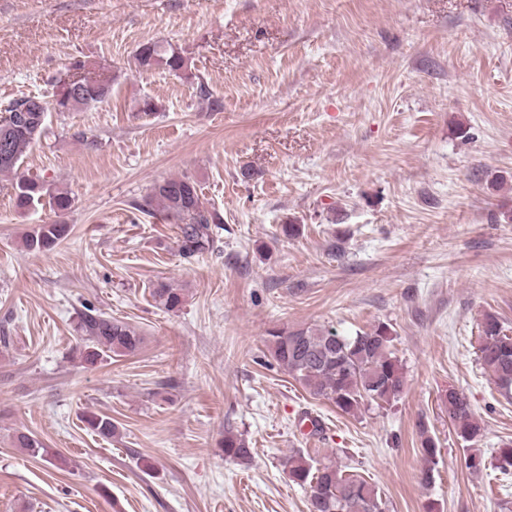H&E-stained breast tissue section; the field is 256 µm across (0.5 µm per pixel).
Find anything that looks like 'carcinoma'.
<instances>
[{
  "mask_svg": "<svg viewBox=\"0 0 512 512\" xmlns=\"http://www.w3.org/2000/svg\"><path fill=\"white\" fill-rule=\"evenodd\" d=\"M135 61L142 69H162L174 75L184 74L190 67L182 49L170 43L147 42L139 46ZM111 93L110 82L86 78L76 95L56 97L50 102L39 96L6 102L0 113V175L17 174L26 151L49 137L48 112H78L104 101ZM14 191L16 207L22 213L41 203L46 195L50 207L60 213L70 210L73 204L68 191H51L35 178H19ZM141 211L148 216L158 212L170 223L180 225L181 251L186 256L207 249L212 239L211 225L221 223L217 212L201 201L197 183L188 176L154 183ZM69 231L68 224H39L25 234L22 243L29 252L49 251L65 240ZM151 295L168 312L179 311L185 302L183 289L163 281L154 285ZM79 330L84 336L81 359L91 367L113 355H133L143 342L134 327L103 313L82 314ZM392 341L393 336L384 325L354 336H340L325 329H278L269 333L268 349L276 363L311 395L332 402L343 414L355 416L365 403L389 405L403 390V368L391 350ZM478 359L500 391L512 394V336L504 333L495 314L487 313L482 319ZM443 403L457 439L464 443L476 441L482 426L466 399L450 388ZM85 421L102 438L118 433L117 425L107 415L92 412ZM12 443L33 457L53 460L60 467L66 464L64 458L32 434L17 432ZM421 451L425 460L422 480L428 483L434 475L437 442L424 437ZM224 456L247 461L252 448L245 438L228 433L224 435ZM288 476L305 490L309 512H385L375 485L332 460L320 462L299 451L289 458Z\"/></svg>",
  "mask_w": 512,
  "mask_h": 512,
  "instance_id": "cac0c4a2",
  "label": "carcinoma"
}]
</instances>
